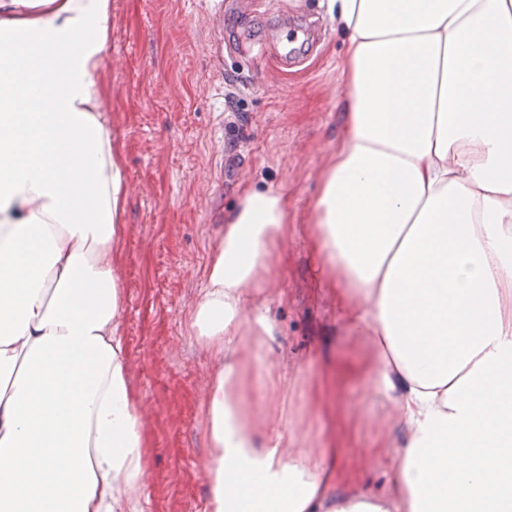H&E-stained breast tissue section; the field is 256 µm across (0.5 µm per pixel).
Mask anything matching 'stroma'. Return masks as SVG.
Returning <instances> with one entry per match:
<instances>
[{
	"label": "stroma",
	"mask_w": 512,
	"mask_h": 512,
	"mask_svg": "<svg viewBox=\"0 0 512 512\" xmlns=\"http://www.w3.org/2000/svg\"><path fill=\"white\" fill-rule=\"evenodd\" d=\"M211 2L112 0L109 63L99 75L126 180L120 334L143 404L145 510L205 512L203 401L217 362L194 336L192 313L227 218L255 189L288 200V235L256 299L274 326L269 355L285 379L266 412L297 447L349 449L356 484L382 489L383 461L359 455L401 431L386 425L379 396L339 373L366 349L338 321L337 291L318 273L310 226L344 125L341 39L327 0H224L220 30ZM301 28L314 30L316 44L299 47L287 71L248 51L255 41L279 51Z\"/></svg>",
	"instance_id": "stroma-1"
}]
</instances>
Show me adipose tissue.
<instances>
[{"label":"adipose tissue","instance_id":"1","mask_svg":"<svg viewBox=\"0 0 512 512\" xmlns=\"http://www.w3.org/2000/svg\"><path fill=\"white\" fill-rule=\"evenodd\" d=\"M344 130L313 206L320 275L403 432L387 486L283 455L249 309L288 234L248 192L204 270L207 512H512V0H328ZM112 0H0V512H145L119 334L126 184L98 76ZM253 344L252 363L235 351ZM41 449L26 469L15 460Z\"/></svg>","mask_w":512,"mask_h":512}]
</instances>
